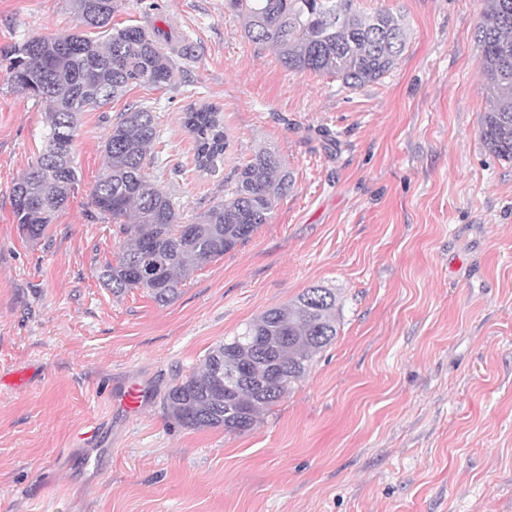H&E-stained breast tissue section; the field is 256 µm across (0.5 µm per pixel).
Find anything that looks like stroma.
<instances>
[{
  "label": "stroma",
  "mask_w": 512,
  "mask_h": 512,
  "mask_svg": "<svg viewBox=\"0 0 512 512\" xmlns=\"http://www.w3.org/2000/svg\"><path fill=\"white\" fill-rule=\"evenodd\" d=\"M357 5L400 17L406 45L352 89L284 68L226 0H119L112 26L160 31L177 68L81 113V183L31 241L11 192L47 106L10 85L7 55L32 36L107 34L70 0H0V512H512V161L480 134L483 2ZM193 103L220 107L230 140L209 175L181 123ZM132 104L157 117L153 180L184 223L258 149L294 177L266 224L164 306L97 278L120 242L89 194ZM316 286L339 299L338 334L250 430L167 416L165 392L212 347ZM134 382L132 415L110 394Z\"/></svg>",
  "instance_id": "obj_1"
}]
</instances>
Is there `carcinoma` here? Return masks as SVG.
I'll return each instance as SVG.
<instances>
[{
	"instance_id": "cac0c4a2",
	"label": "carcinoma",
	"mask_w": 512,
	"mask_h": 512,
	"mask_svg": "<svg viewBox=\"0 0 512 512\" xmlns=\"http://www.w3.org/2000/svg\"><path fill=\"white\" fill-rule=\"evenodd\" d=\"M357 0H228L245 19V34L269 45L289 71L334 77L348 88L387 74L406 44L402 20L389 12L362 14ZM475 39L488 101L480 127L486 148L512 160V0H484ZM118 0H72L81 23L109 24ZM176 63L140 26L112 30L104 43L79 33L33 36L8 57L14 88L48 103L44 149L14 184L12 205L22 233L36 241L66 208L81 177L75 166L77 116L99 108L133 85L170 82ZM183 125L195 143L197 171L212 173L229 147L224 116L214 105H191ZM161 140L145 106L120 114L106 133V165L90 192V205L124 238L115 262L98 279L112 294L143 289L160 305L203 264L219 258L267 223L293 178L270 149L237 170L224 199L183 224L176 202L149 178L151 146ZM336 293L312 287L273 307L236 336L217 344L203 363L171 386L163 399L169 418L188 429L243 432L280 401L309 371L317 353L337 335ZM266 358H256L257 351ZM239 366L245 380L224 393L218 370Z\"/></svg>"
}]
</instances>
